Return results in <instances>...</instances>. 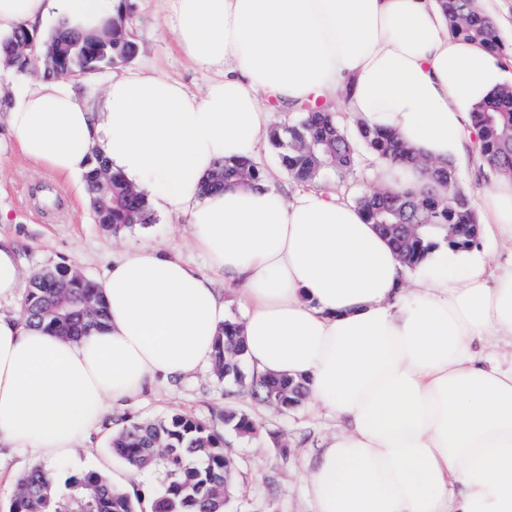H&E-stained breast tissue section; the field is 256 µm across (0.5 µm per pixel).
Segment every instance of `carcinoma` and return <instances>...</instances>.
<instances>
[{"label":"carcinoma","mask_w":512,"mask_h":512,"mask_svg":"<svg viewBox=\"0 0 512 512\" xmlns=\"http://www.w3.org/2000/svg\"><path fill=\"white\" fill-rule=\"evenodd\" d=\"M451 33L484 46L497 55L502 44L490 16L476 8L475 0H439ZM132 0H120L112 23L100 30L75 32L62 26L43 39L37 30L24 26L0 38V55L20 72L39 65L47 79L69 78L77 73H99L131 62L138 46L128 30ZM26 42L21 54L14 53L18 41ZM470 122L479 135V153L497 174H512V87L502 85L475 107ZM269 139L278 150L282 167L297 184L326 187L343 182L360 168L358 147H363L374 164L391 162L409 165L416 153L393 133L365 124L350 136L336 111L324 103L304 104L299 117L276 126ZM263 168L248 160L219 164L205 189L227 184H254L264 180ZM96 221L119 235L136 224H152L155 213L147 194L108 171L106 161L96 156L83 174ZM437 181L448 185L447 194L433 188L421 192L368 190L354 196L367 221L378 227L392 245L402 264L416 268L437 246V237L448 234V225L460 226V233L448 239L455 250L475 246L480 225L472 197L457 184L448 183V171ZM419 216L410 234L398 225ZM70 288H53L43 276L35 275L27 289L23 315L49 332L77 338L91 327L104 323L106 306L96 283L79 279L75 268L57 264L48 270ZM245 347L239 324L228 320L218 338L212 368L220 381L233 382L248 391L259 405L286 412L297 407L305 395V384L288 378L245 377ZM224 426L240 436L256 431L255 421L233 409L224 411ZM113 452L132 468H159L164 474L162 489L154 495L152 512H224V487H232L235 463L224 449V434L206 422L174 413L160 420H131L110 439ZM12 512H138L136 503L118 491L105 476L91 474L74 478L67 492L56 494L49 472L33 469L17 483Z\"/></svg>","instance_id":"cac0c4a2"}]
</instances>
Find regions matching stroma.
Instances as JSON below:
<instances>
[{"label":"stroma","mask_w":512,"mask_h":512,"mask_svg":"<svg viewBox=\"0 0 512 512\" xmlns=\"http://www.w3.org/2000/svg\"><path fill=\"white\" fill-rule=\"evenodd\" d=\"M479 6L496 23L505 45L497 57L502 81L512 85V0H479ZM170 26L167 0H135L130 27L139 53L131 66L160 71L191 91L202 92L210 76L190 62ZM452 163L460 187L473 199H480L496 178L479 160L475 140L464 141ZM0 210L9 217L8 223H0V238L16 247L29 279L66 262L96 280L112 258L145 241L190 263H205L192 245L189 216L160 213L155 223L138 224L112 236L95 222L82 177H58L34 166L14 148L0 152ZM228 408L248 413L257 431L249 437L225 432L224 448L237 462V480L225 512H314L303 481L305 464L335 432V421L311 413L304 405L288 412L257 406L247 393L218 381L208 366L193 377L155 385L136 399L113 406L100 432L79 449L77 462H59L49 470L61 487L89 472L130 476L127 494L138 500L139 512H151L161 475L131 472L110 448L111 430L129 419H155L174 412L222 429V414Z\"/></svg>","instance_id":"obj_1"}]
</instances>
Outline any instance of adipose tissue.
I'll return each mask as SVG.
<instances>
[{"mask_svg":"<svg viewBox=\"0 0 512 512\" xmlns=\"http://www.w3.org/2000/svg\"><path fill=\"white\" fill-rule=\"evenodd\" d=\"M118 0H0V34L58 17L80 32ZM173 34L212 72L200 93L151 70L25 85L6 116L36 165L83 174L94 155L193 225L198 267L143 242L97 288L103 328L54 336L0 314V444L31 462L70 460L113 405L211 363L226 320L214 273L246 310L253 373L306 383L336 432L305 473L316 512H512V359L480 344L512 337V266L440 244L417 269L352 202L317 189L204 183L257 158L277 110L337 89L347 112L437 164L471 136L500 83L479 44L452 35L438 0H170ZM482 231L512 244V177L480 207Z\"/></svg>","mask_w":512,"mask_h":512,"instance_id":"1","label":"adipose tissue"}]
</instances>
